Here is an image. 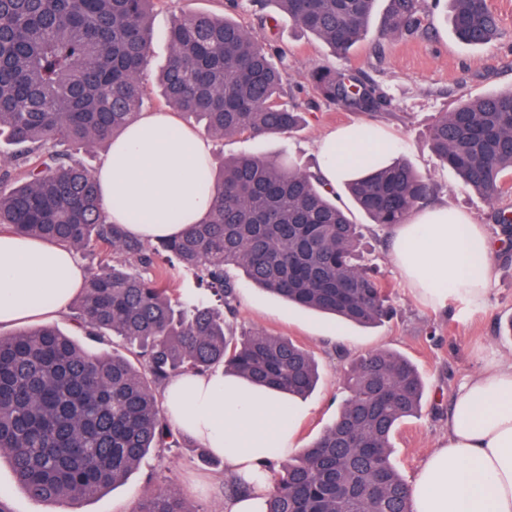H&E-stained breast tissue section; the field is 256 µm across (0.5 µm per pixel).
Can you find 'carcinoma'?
<instances>
[{"mask_svg":"<svg viewBox=\"0 0 512 512\" xmlns=\"http://www.w3.org/2000/svg\"><path fill=\"white\" fill-rule=\"evenodd\" d=\"M157 0H0V230L74 252L106 248L73 300L78 332L118 338L137 362L91 353L53 325L0 334V458L31 498L93 499L124 483L154 448H180L157 394L174 377L217 367L246 382L304 397L315 388L313 354L264 330L227 332L239 270L296 305L360 326L391 315L377 270L361 263V225L321 178L285 159L240 154L209 169L218 193L206 220L154 244L108 223L94 170L79 157L108 145L142 110ZM298 28L344 58L363 41L378 0H269ZM453 35L484 46L501 35L489 0H449ZM423 0H389L385 36L415 35ZM169 54L159 92L173 112L213 138L298 130L308 104L282 103L288 50L243 24L200 12L163 33ZM317 99L349 112H390L393 99L368 74L318 65ZM440 163L492 202L512 186V90L467 97L429 130ZM372 166L345 185L371 223H404L428 202L430 179L403 159ZM493 221L512 245V212ZM195 271L208 301L176 305L164 264ZM333 423L287 462L269 461L267 512H410V484L393 463V439L422 408L425 383L405 356L380 349L355 361ZM133 512H189L169 489L145 493Z\"/></svg>","mask_w":512,"mask_h":512,"instance_id":"carcinoma-1","label":"carcinoma"}]
</instances>
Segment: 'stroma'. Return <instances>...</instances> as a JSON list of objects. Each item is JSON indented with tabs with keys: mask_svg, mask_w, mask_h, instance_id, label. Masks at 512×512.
I'll return each instance as SVG.
<instances>
[{
	"mask_svg": "<svg viewBox=\"0 0 512 512\" xmlns=\"http://www.w3.org/2000/svg\"><path fill=\"white\" fill-rule=\"evenodd\" d=\"M499 16L502 35L482 47H471L452 35L447 23L448 0H424L421 34L397 35L382 41L376 32L356 47L348 63L365 71L390 95L396 108L374 115L318 105L306 116V125L291 135L271 138L232 137L213 142V159L240 154L283 155L297 167L315 171L317 142L342 125L380 126L396 145L398 156L409 161L434 185V201H445L484 225L490 235L498 228L494 208L512 209V193L488 203L471 191L449 168L442 166L429 145V130L439 113L452 110L461 98L512 89V0H490ZM225 0H158L152 16L156 36L151 45L149 72L162 65L169 49L163 32L175 17L198 11L223 13ZM271 22L257 28L256 14ZM257 38L274 40L288 49L291 82L302 98H312L306 76L315 66L337 65L330 49L300 30L274 5L254 8L244 0L235 12ZM360 224L365 251L387 283L394 307L383 324L364 328L343 324L331 317L293 305L252 286L237 276V312L231 321L235 332L262 329L285 336L310 350L319 366L316 390L303 399L305 416L299 421L295 445L302 448L317 438L335 419L347 395L344 376L353 359L376 349L399 352L413 361L425 382L419 415L407 419L394 440V460L406 479H413L422 460L447 433V414L456 388L473 374L490 354L512 359V338L503 326L512 317V246H499L495 278L481 305L462 295H450L435 309L414 296L390 257L389 229L369 224L354 213ZM231 475L223 465L201 462L195 444L154 451L125 484L89 502L47 505L32 500L13 478L8 461H0V492L9 512H131L136 501L153 488L177 492L192 512H226Z\"/></svg>",
	"mask_w": 512,
	"mask_h": 512,
	"instance_id": "35a3bbf8",
	"label": "stroma"
}]
</instances>
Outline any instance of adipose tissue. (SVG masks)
<instances>
[{
    "mask_svg": "<svg viewBox=\"0 0 512 512\" xmlns=\"http://www.w3.org/2000/svg\"><path fill=\"white\" fill-rule=\"evenodd\" d=\"M212 144L169 112H143L114 138L95 177L107 220L136 237L180 236L202 222L216 198L199 171ZM319 171L331 188L365 174L362 157L386 158L395 147L383 134L343 126L317 145ZM395 264L406 285L431 307L449 293L474 303L487 296L495 244L482 225L441 203L391 227ZM86 271L74 252L45 240L0 232V323L63 313L84 288ZM175 429L220 456L254 483L253 497L226 512H264L268 461L293 453L301 406L286 394L221 373H188L165 387ZM411 512H512V364L488 357L455 391L448 433L424 458L410 485Z\"/></svg>",
    "mask_w": 512,
    "mask_h": 512,
    "instance_id": "ef3b65f1",
    "label": "adipose tissue"
}]
</instances>
